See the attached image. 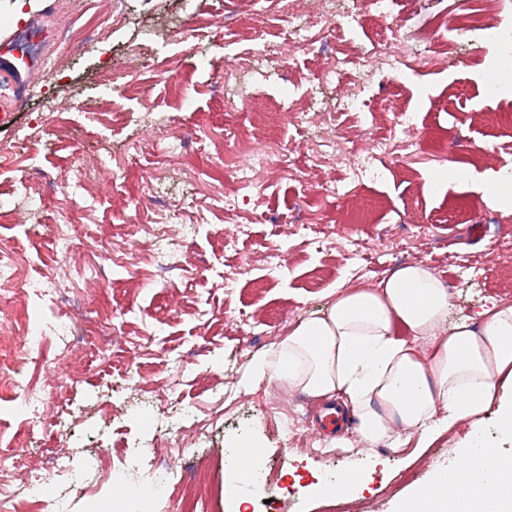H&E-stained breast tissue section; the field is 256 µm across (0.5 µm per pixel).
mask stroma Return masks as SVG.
Wrapping results in <instances>:
<instances>
[{"label":"stroma","instance_id":"35a3bbf8","mask_svg":"<svg viewBox=\"0 0 512 512\" xmlns=\"http://www.w3.org/2000/svg\"><path fill=\"white\" fill-rule=\"evenodd\" d=\"M112 10L121 19L104 25L97 41L75 39L57 48L65 27L80 28ZM297 10L296 0H236L231 7L225 0H39L26 20L0 24L14 31L36 18L47 32L31 49L45 64L30 69L23 107L0 124V146L16 152L15 166L0 169V246L23 254L30 281H44L57 267L48 230L68 219L83 258L104 249L113 258L104 285L84 294L92 335L112 339L106 364L79 352L57 361L55 338L43 332L47 308L19 299L0 314L4 353L17 355L14 369L34 394L55 395L66 377L84 378L68 395L81 410L55 429L49 448L23 443L21 404L0 396V459L27 448L30 463L12 481L41 487L53 512H95L92 501L110 499L119 468L129 484L152 480L125 458L135 441L166 466L168 488L149 512H181L179 486L195 469L206 475L198 494L202 512H224L228 488L244 512H396L435 471L455 466L473 433L463 424L434 432L424 446L411 437L399 454L356 446L340 454L320 429L324 404L290 393L278 378L257 382L251 375L252 357L278 345L286 327L325 314L337 288L378 283L401 266L398 251L379 247L394 233L409 237L415 259L447 283L449 323L512 297V215L481 195L429 180L450 161L483 170L512 157V96L482 91L478 82L494 57L512 71V53L494 48L480 31H449L423 0H384L382 12L365 10L358 24L329 32L285 67L255 74L244 59L227 54L228 41L284 45L292 25L309 23ZM392 17L412 49L402 77L375 82L361 108L333 111L336 92L322 84L330 51L354 55L382 42ZM431 28L437 47L454 50L446 66L431 63L419 38ZM133 49L144 65L130 87L103 93L108 71L126 66ZM241 86L254 94L249 109L228 110L226 97ZM297 90L321 111L305 128L280 116L282 101ZM399 112L418 143L397 142L388 165L358 176L336 162L309 169L307 148L322 133L387 139ZM259 138L293 147L292 171L264 175L247 190L227 175L210 178L228 150ZM76 140L108 160L114 173L109 182L90 178L77 202L54 182L73 164ZM32 178L47 181V199L34 216L21 189ZM328 179L343 186L342 195L313 191ZM175 197L183 203L177 217L168 207ZM357 208L367 212L365 222L351 221ZM143 224L167 225L172 239L183 240L182 269L158 271L157 248L140 232ZM186 224L199 225L198 234L183 238ZM180 363L185 372L174 419L207 425L201 443L179 440L171 428L159 432L138 417L146 397L165 394ZM217 392L226 399L224 417L215 421ZM288 414L301 418L303 434L285 431ZM244 431L267 464L265 485L224 466L225 449ZM60 456L71 467L66 483L49 473ZM347 474L366 477L362 491L337 501L318 494V487Z\"/></svg>","mask_w":512,"mask_h":512}]
</instances>
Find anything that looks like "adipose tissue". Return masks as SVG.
Instances as JSON below:
<instances>
[{"label": "adipose tissue", "instance_id": "obj_1", "mask_svg": "<svg viewBox=\"0 0 512 512\" xmlns=\"http://www.w3.org/2000/svg\"><path fill=\"white\" fill-rule=\"evenodd\" d=\"M433 177L489 198L512 213V162L477 170L455 162ZM450 295L422 263L375 285L340 293L327 314L300 320L279 346L251 364L289 388L328 400L345 395L354 442L399 452L402 435L449 428L495 411L512 434V304L484 309L481 323L448 325ZM470 465L438 471L429 489L397 512H512V460L477 437L463 449Z\"/></svg>", "mask_w": 512, "mask_h": 512}]
</instances>
